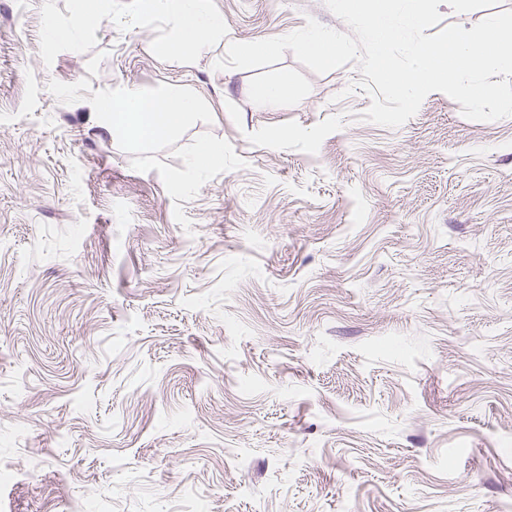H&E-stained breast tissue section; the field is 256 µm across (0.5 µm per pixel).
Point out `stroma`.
<instances>
[{"label": "stroma", "mask_w": 512, "mask_h": 512, "mask_svg": "<svg viewBox=\"0 0 512 512\" xmlns=\"http://www.w3.org/2000/svg\"><path fill=\"white\" fill-rule=\"evenodd\" d=\"M226 39L162 56L111 0H0V512H507L512 507V116L434 92L363 120L354 63L215 70L230 42L325 0H211ZM187 87L190 144L246 168L184 202L50 80ZM287 79L257 111L251 90ZM79 1L77 16L71 25L53 24L50 28V38L54 41L69 42L75 39L78 31L82 32L99 25L104 14L98 2L100 0Z\"/></svg>", "instance_id": "1"}]
</instances>
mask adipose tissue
I'll return each mask as SVG.
<instances>
[{
  "label": "adipose tissue",
  "instance_id": "adipose-tissue-1",
  "mask_svg": "<svg viewBox=\"0 0 512 512\" xmlns=\"http://www.w3.org/2000/svg\"><path fill=\"white\" fill-rule=\"evenodd\" d=\"M169 24L170 36L160 46L163 56L191 59L206 40L224 37L226 23L222 13L212 9L210 0H149Z\"/></svg>",
  "mask_w": 512,
  "mask_h": 512
}]
</instances>
